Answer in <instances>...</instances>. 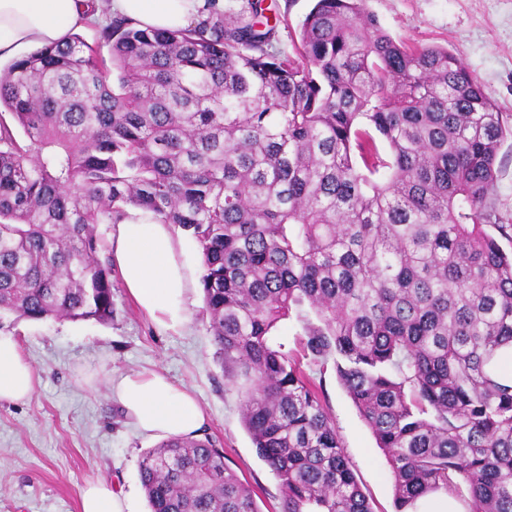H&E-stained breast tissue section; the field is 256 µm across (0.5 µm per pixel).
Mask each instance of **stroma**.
<instances>
[{
    "label": "stroma",
    "instance_id": "stroma-1",
    "mask_svg": "<svg viewBox=\"0 0 512 512\" xmlns=\"http://www.w3.org/2000/svg\"><path fill=\"white\" fill-rule=\"evenodd\" d=\"M275 2L277 45L294 52L314 0ZM366 7L396 41L457 54L500 111L512 115V0H366ZM112 280L111 324L23 320L9 331L40 383L28 400L0 401V512H78L82 487L95 480L111 482L135 512H149L138 465L158 441L128 424L108 387L109 379L143 370L163 373L197 398L204 432L223 444L226 464L249 484L260 512H280L278 481L258 456L238 394L216 359L201 289L191 293L188 323L163 331L128 296L120 273ZM276 339L299 357L374 512H394L390 466L334 365L305 357L295 319L279 324Z\"/></svg>",
    "mask_w": 512,
    "mask_h": 512
}]
</instances>
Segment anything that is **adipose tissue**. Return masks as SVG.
<instances>
[{"instance_id":"1","label":"adipose tissue","mask_w":512,"mask_h":512,"mask_svg":"<svg viewBox=\"0 0 512 512\" xmlns=\"http://www.w3.org/2000/svg\"><path fill=\"white\" fill-rule=\"evenodd\" d=\"M207 8L223 10L224 0H0V59L64 42L101 9L143 28H172L190 25ZM112 262L129 295L157 326L175 330L187 323L195 269L171 225L138 215L125 220L112 236ZM37 382L17 342L0 338V400L29 399ZM111 392L132 427L146 436L194 438L205 421L196 398L156 372L112 381ZM80 512L130 510L111 484L92 481L81 491Z\"/></svg>"}]
</instances>
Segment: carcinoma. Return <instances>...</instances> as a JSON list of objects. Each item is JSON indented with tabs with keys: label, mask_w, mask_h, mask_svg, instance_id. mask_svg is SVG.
Segmentation results:
<instances>
[{
	"label": "carcinoma",
	"mask_w": 512,
	"mask_h": 512,
	"mask_svg": "<svg viewBox=\"0 0 512 512\" xmlns=\"http://www.w3.org/2000/svg\"><path fill=\"white\" fill-rule=\"evenodd\" d=\"M364 3L316 0L293 56L242 0L184 28L115 16L97 43L0 69V330L111 323L98 226L141 210L199 249L218 360L282 512H373L273 342L292 313L384 452L395 512L464 488L469 512H512L504 113L459 57L396 42ZM139 478L151 512H260L207 435L145 452ZM498 163L502 171L499 181V203L503 211L512 213V137L510 134L501 145Z\"/></svg>",
	"instance_id": "cac0c4a2"
}]
</instances>
